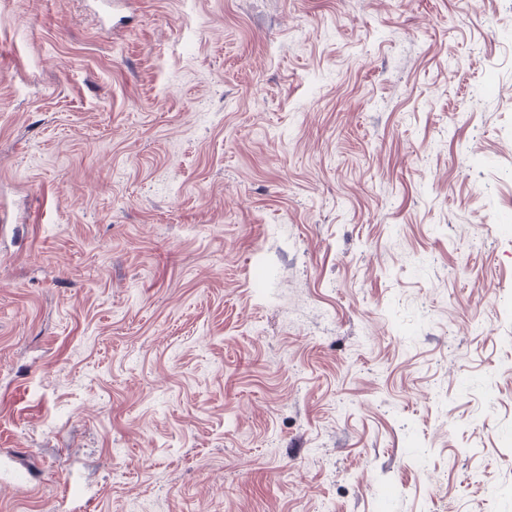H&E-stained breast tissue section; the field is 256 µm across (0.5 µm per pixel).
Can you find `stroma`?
<instances>
[{"label":"stroma","instance_id":"1","mask_svg":"<svg viewBox=\"0 0 512 512\" xmlns=\"http://www.w3.org/2000/svg\"><path fill=\"white\" fill-rule=\"evenodd\" d=\"M0 0V512H512V0Z\"/></svg>","mask_w":512,"mask_h":512}]
</instances>
